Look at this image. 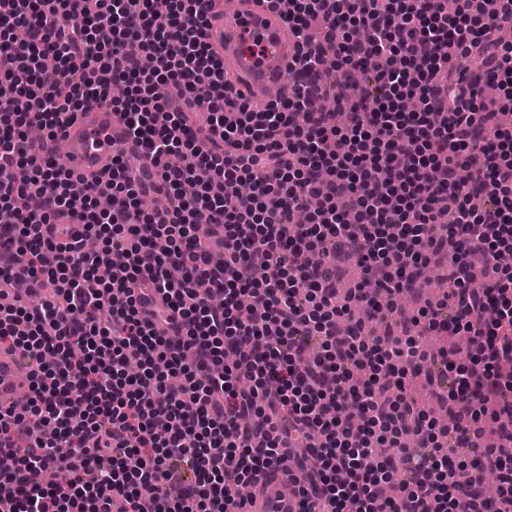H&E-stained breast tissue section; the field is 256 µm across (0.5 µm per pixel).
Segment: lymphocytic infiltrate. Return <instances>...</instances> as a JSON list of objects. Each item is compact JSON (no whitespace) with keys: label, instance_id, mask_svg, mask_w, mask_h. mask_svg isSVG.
Returning a JSON list of instances; mask_svg holds the SVG:
<instances>
[{"label":"lymphocytic infiltrate","instance_id":"1","mask_svg":"<svg viewBox=\"0 0 512 512\" xmlns=\"http://www.w3.org/2000/svg\"><path fill=\"white\" fill-rule=\"evenodd\" d=\"M213 2L0 0V343L32 376L26 412L0 410V512H242L238 486L278 469L317 512H475L492 472V512H512V0H267L299 54L260 110L224 86ZM81 100L111 106L141 160L100 187L54 155ZM239 181L248 195L216 191ZM340 261L363 271L350 304L372 335L340 325ZM434 262L454 301L422 316L469 344L439 360L443 428L402 395L428 357L379 298L420 296ZM442 437L473 461L437 458Z\"/></svg>","mask_w":512,"mask_h":512}]
</instances>
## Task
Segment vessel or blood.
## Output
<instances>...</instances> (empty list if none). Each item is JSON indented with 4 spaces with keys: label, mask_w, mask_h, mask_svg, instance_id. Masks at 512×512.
Listing matches in <instances>:
<instances>
[{
    "label": "vessel or blood",
    "mask_w": 512,
    "mask_h": 512,
    "mask_svg": "<svg viewBox=\"0 0 512 512\" xmlns=\"http://www.w3.org/2000/svg\"><path fill=\"white\" fill-rule=\"evenodd\" d=\"M207 42L224 64V81L236 97L262 108L272 88L281 85L297 46L287 16L268 9L264 0H227L209 14ZM60 141L67 146V168L95 185L112 168L115 157L131 153L122 120L102 103H92L64 125ZM30 375L19 366L16 352L0 346V402L30 392ZM310 497L301 495L287 475L258 479L246 512H309Z\"/></svg>",
    "instance_id": "1"
}]
</instances>
